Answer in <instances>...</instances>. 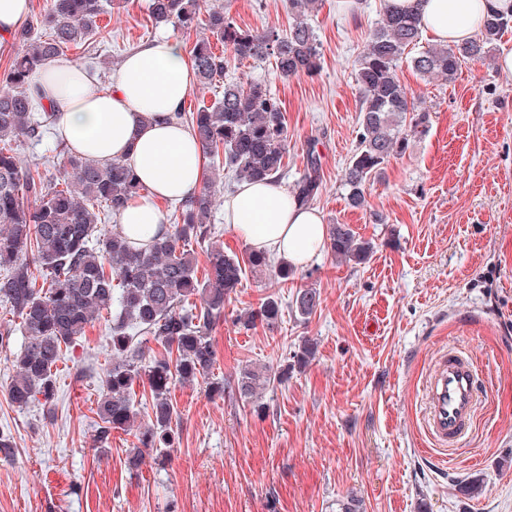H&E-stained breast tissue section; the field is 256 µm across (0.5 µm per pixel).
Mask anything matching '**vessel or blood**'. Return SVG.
Instances as JSON below:
<instances>
[{
    "instance_id": "1",
    "label": "vessel or blood",
    "mask_w": 512,
    "mask_h": 512,
    "mask_svg": "<svg viewBox=\"0 0 512 512\" xmlns=\"http://www.w3.org/2000/svg\"><path fill=\"white\" fill-rule=\"evenodd\" d=\"M480 385L470 356L455 349L432 364L423 388L424 426L438 448H455L476 418Z\"/></svg>"
}]
</instances>
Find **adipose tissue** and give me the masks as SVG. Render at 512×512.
<instances>
[{"instance_id":"obj_1","label":"adipose tissue","mask_w":512,"mask_h":512,"mask_svg":"<svg viewBox=\"0 0 512 512\" xmlns=\"http://www.w3.org/2000/svg\"><path fill=\"white\" fill-rule=\"evenodd\" d=\"M415 7L442 43L472 40L488 10L508 13L512 0H390ZM196 81L178 42L161 35L121 60L111 88L85 69L51 60L33 82L57 115L61 136L79 154L107 164L127 162L144 185L119 217L135 245L164 235L169 226L161 202L198 189L204 178L202 149L179 123L177 112ZM224 219L252 249L303 269L326 248L327 226L319 210L300 204L279 184L243 182L224 201Z\"/></svg>"}]
</instances>
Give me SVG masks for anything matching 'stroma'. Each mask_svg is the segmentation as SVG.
Wrapping results in <instances>:
<instances>
[{
	"label": "stroma",
	"mask_w": 512,
	"mask_h": 512,
	"mask_svg": "<svg viewBox=\"0 0 512 512\" xmlns=\"http://www.w3.org/2000/svg\"><path fill=\"white\" fill-rule=\"evenodd\" d=\"M216 1L243 28L285 32L293 23L288 0H205ZM384 7L361 0L342 11L321 0L312 21L323 55L316 76L283 79L270 63L233 60L184 100L192 111L225 84L264 82L288 126L282 186L293 188L316 149L322 185L313 207L374 245L366 263L326 252L285 282L246 271L211 333L213 376L228 383L246 369L279 370L306 341L313 360L256 400L235 391L211 398L203 379L175 383L172 460L161 468L147 454L133 473L135 431H113L107 452L97 450L107 320L88 326L60 362L49 408L8 400L24 341L14 333L0 347V431L14 445L0 455V512H339L351 492L365 512H512V73L494 55L463 62L450 81L402 67V83L431 115L429 130L390 158L367 208L349 207L341 178L357 145L356 61ZM100 25L96 54L72 46L64 58L104 88L115 63L154 37L169 35L185 51L200 37L153 25L147 0L107 8ZM234 185L228 177L215 186V232L193 247L199 274L211 244L241 259L249 252L224 221ZM301 288L321 295L305 320L294 308ZM269 297L280 308L274 326L238 322ZM451 346L472 356L486 393L464 447L444 453L425 433L421 397L431 364ZM475 477L483 484L472 494L465 485Z\"/></svg>",
	"instance_id": "35a3bbf8"
}]
</instances>
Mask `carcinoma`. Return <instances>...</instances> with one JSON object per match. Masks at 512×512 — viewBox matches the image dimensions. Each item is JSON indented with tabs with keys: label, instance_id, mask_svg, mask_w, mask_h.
<instances>
[{
	"label": "carcinoma",
	"instance_id": "obj_1",
	"mask_svg": "<svg viewBox=\"0 0 512 512\" xmlns=\"http://www.w3.org/2000/svg\"><path fill=\"white\" fill-rule=\"evenodd\" d=\"M316 0H289L294 23L287 33L275 27L242 29L212 5L201 19L200 0H149L155 25L174 24L182 31L205 25L211 37L198 39L190 51L196 79L209 84L224 74L228 59H274L280 76L312 77L321 70V48L308 16ZM104 0H49L41 14L45 34L23 25L13 33L21 49L0 72V301L18 319L24 343L12 360L16 371L10 401L23 407L32 401L51 406L57 393V365L64 352L77 344L88 325L112 313V363L105 391L97 401L101 421L98 439L112 431L137 427L141 449L132 453L128 468L139 469L142 451L154 453L163 467L179 443L170 400L173 382L207 379L215 363L213 327L224 319L226 300L241 283L245 268H264L269 257L251 251L247 265L214 248L204 280L196 275L192 242L212 234V209L217 179L224 169L237 181H277L288 153V127L280 101L258 81L227 84L215 102L174 117L194 133L209 159L210 175L203 186L177 202L168 233L148 247H137L120 231L101 232L99 225L120 216L127 204L144 193L130 165L114 160L101 165L75 152L61 137L53 151L64 175L45 180L24 166L16 144L40 143L56 123L32 79L51 59L72 45H94ZM512 31V14L490 11L475 39L462 44H433L412 57L421 76L453 79L461 62L481 60L491 47ZM423 26L418 14L385 7L370 30L358 58L360 91L357 145L345 168L343 187L348 204L367 207L368 187L383 174L384 165L406 152L410 137L429 130L430 113L420 110L401 82L398 70L408 48L418 45ZM224 45L230 57L213 50L210 39ZM321 158L307 152L306 170L292 193L309 205L321 186ZM326 250L341 261L362 264L373 244L348 224L328 225ZM41 287H36V284ZM320 305L315 288H301L295 309L303 319ZM278 302L267 298L257 309L238 316L246 326L274 325ZM151 338L164 352L143 362V341ZM314 355L304 342L294 352L293 365L280 371L246 370L238 379L240 394L254 397L272 382L288 379L292 367H303ZM150 392V411H141L134 384Z\"/></svg>",
	"mask_w": 512,
	"mask_h": 512
}]
</instances>
